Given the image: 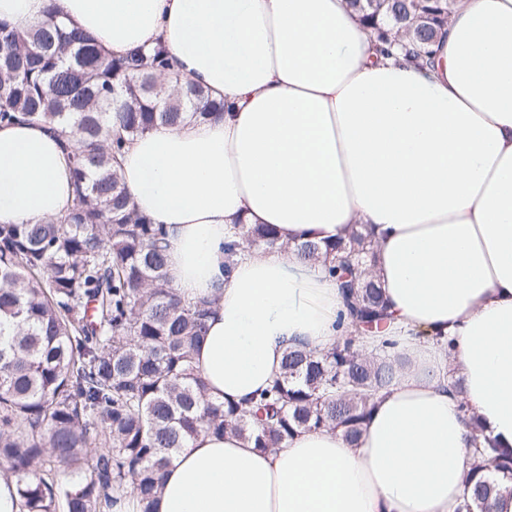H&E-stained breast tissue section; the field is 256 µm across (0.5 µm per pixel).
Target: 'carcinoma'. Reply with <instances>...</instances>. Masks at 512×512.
<instances>
[{"label": "carcinoma", "instance_id": "cac0c4a2", "mask_svg": "<svg viewBox=\"0 0 512 512\" xmlns=\"http://www.w3.org/2000/svg\"><path fill=\"white\" fill-rule=\"evenodd\" d=\"M348 2L377 41H396L415 61L446 33L448 0ZM223 114L170 72L161 49L105 58L50 12L23 32L0 21V125L40 121L73 147L71 209L42 224H0V473L16 480L26 512H112L129 486L151 512L176 453L211 430L264 450L301 428L354 440L404 363L395 351L363 358L344 336L328 351H289L283 375L247 411L210 400L193 367L209 308L170 285L163 234L132 207L117 165L128 140L158 122ZM241 240L278 247L268 224L242 226ZM294 252L324 258L354 331L385 322L359 231ZM466 484L456 512H489L512 496V447L482 436Z\"/></svg>", "mask_w": 512, "mask_h": 512}]
</instances>
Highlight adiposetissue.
Wrapping results in <instances>:
<instances>
[{"instance_id": "adipose-tissue-1", "label": "adipose tissue", "mask_w": 512, "mask_h": 512, "mask_svg": "<svg viewBox=\"0 0 512 512\" xmlns=\"http://www.w3.org/2000/svg\"><path fill=\"white\" fill-rule=\"evenodd\" d=\"M50 9L111 57L164 46L224 104L120 159L134 207L167 233L172 286L211 304L193 366L213 401L248 407L288 348L344 336L335 280L290 248L355 229L392 315L359 348L390 339L409 360L356 442L301 429L263 451L200 434L153 512H455L464 412L512 445V0H453L425 66L380 55L345 0H0V20L25 30ZM73 198L57 134L0 126V224L59 217ZM240 224L275 226L281 247L226 256Z\"/></svg>"}]
</instances>
